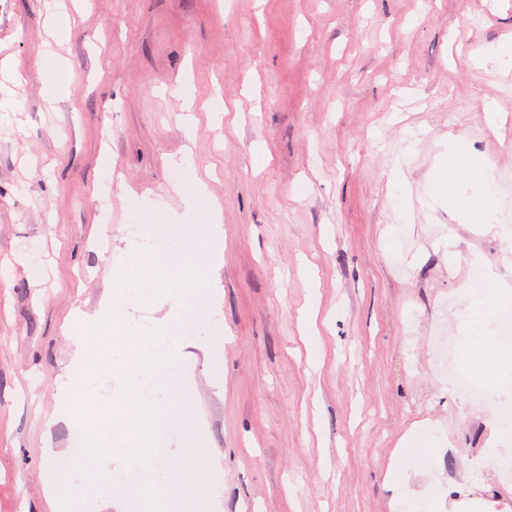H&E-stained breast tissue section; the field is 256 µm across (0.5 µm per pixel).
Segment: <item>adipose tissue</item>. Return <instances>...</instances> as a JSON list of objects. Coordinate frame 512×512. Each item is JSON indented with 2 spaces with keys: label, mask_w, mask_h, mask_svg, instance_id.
I'll return each instance as SVG.
<instances>
[{
  "label": "adipose tissue",
  "mask_w": 512,
  "mask_h": 512,
  "mask_svg": "<svg viewBox=\"0 0 512 512\" xmlns=\"http://www.w3.org/2000/svg\"><path fill=\"white\" fill-rule=\"evenodd\" d=\"M489 160H481L469 168L465 183L469 195L453 200L462 223L480 225L483 232L499 237L503 242H512V216L500 211L493 200L492 178ZM479 289L469 294L467 330L462 341L465 356L472 359L478 369L512 367V345L500 343L497 338V321L512 311V293L494 287L493 270L478 274Z\"/></svg>",
  "instance_id": "1"
}]
</instances>
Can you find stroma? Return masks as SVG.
<instances>
[{
  "instance_id": "1",
  "label": "stroma",
  "mask_w": 512,
  "mask_h": 512,
  "mask_svg": "<svg viewBox=\"0 0 512 512\" xmlns=\"http://www.w3.org/2000/svg\"><path fill=\"white\" fill-rule=\"evenodd\" d=\"M53 2L0 0V57L28 73L22 123L0 131V512H48L43 473L70 444L65 423L45 425L67 410L65 330L108 296L112 265L137 259L130 195L180 212L171 162L187 151L221 208L202 282L219 292L224 357L216 382L209 348L178 345L193 408L170 466L200 428L212 512H512V484L483 465L499 421L449 387L434 353L464 331L448 303L475 262L512 284V248L426 205L448 192L455 135L493 162L512 214V69L472 64L512 37V0H85L56 46L73 93L50 102L39 54ZM183 82L188 99L171 96ZM486 98L504 119L495 132ZM428 419L445 440L403 458L410 493L396 507L386 471Z\"/></svg>"
}]
</instances>
